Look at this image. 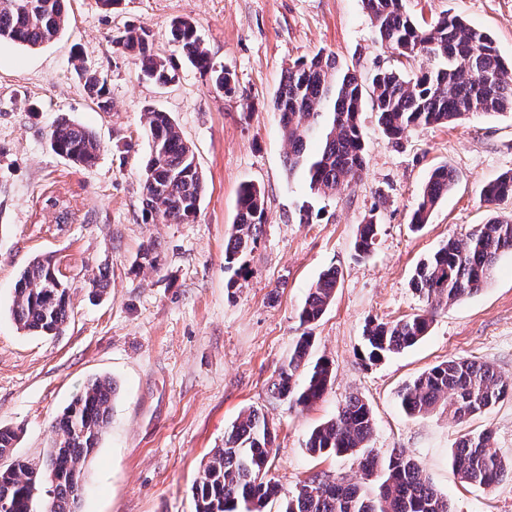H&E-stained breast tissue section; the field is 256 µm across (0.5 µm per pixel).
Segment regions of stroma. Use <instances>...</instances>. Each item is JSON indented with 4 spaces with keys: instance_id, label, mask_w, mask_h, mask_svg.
<instances>
[{
    "instance_id": "35a3bbf8",
    "label": "stroma",
    "mask_w": 512,
    "mask_h": 512,
    "mask_svg": "<svg viewBox=\"0 0 512 512\" xmlns=\"http://www.w3.org/2000/svg\"><path fill=\"white\" fill-rule=\"evenodd\" d=\"M404 6L423 26L459 15L488 30L512 59V0ZM176 18L195 24L212 61L232 74L235 94L215 90L175 51L168 29ZM128 24L152 31L155 52L178 67L175 84L142 79L117 50L112 39ZM322 50L366 83L379 68L424 65L381 44L362 0H120L110 12L99 0H70L54 42L0 43V426L16 432V455L42 458L53 420L74 395L90 378L112 377L110 424L86 463L78 512H195L192 487L204 464L250 409L276 425L268 476L283 492L316 474L376 492L356 457L317 458L305 449L311 430L351 395L373 411L369 447L382 457L395 449L413 455L455 512H512L511 479L491 490L469 486L450 463L462 435L486 428L497 452L512 459V397L460 424L441 407L406 416L398 402L405 384L455 357L489 363L512 381V253L500 256L481 292L438 310L415 346L374 364L361 357L366 323L425 310L411 283L420 260L491 215L512 216V197L491 207L480 199L488 182L512 171V114L420 126L393 142L378 112L364 106V172L333 196H315L302 173L286 171L289 145L273 100L285 69ZM78 58L106 79L111 111L86 97ZM150 107L171 114L204 173L192 222L142 221ZM63 118L96 133L94 166H75L51 150L47 132ZM440 165L453 172L454 185L413 231L412 208ZM246 183L263 189L267 221L237 271L225 268L224 246ZM51 198L68 206L69 223H59ZM371 216L378 234L360 257L358 226ZM149 246L158 257L153 268L140 261ZM37 256L52 257L72 284L70 318L53 336L17 329L11 314L17 276ZM331 267L342 274L336 298L317 323L302 326L307 290ZM99 272L108 286L96 296L84 283ZM305 333L313 357L331 360L334 373L321 400L291 408L271 383Z\"/></svg>"
}]
</instances>
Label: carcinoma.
I'll use <instances>...</instances> for the list:
<instances>
[{
	"label": "carcinoma",
	"mask_w": 512,
	"mask_h": 512,
	"mask_svg": "<svg viewBox=\"0 0 512 512\" xmlns=\"http://www.w3.org/2000/svg\"><path fill=\"white\" fill-rule=\"evenodd\" d=\"M66 0H38L26 9L23 0H0V41L36 47L54 40L63 30ZM375 23L381 42L404 57L421 56L423 69L412 76L393 69L377 70L371 80V100L386 137L397 141L418 126L451 124L475 114L512 112V64L499 53L494 38L463 18L447 14L422 27L406 13L403 0H362ZM170 40L196 69L210 77L224 94L235 93L231 74L215 68L196 35L193 22L176 18ZM129 55L142 76L160 86L171 82L177 67L153 47V34L130 25L113 39ZM87 97L100 111H111L106 81L80 64ZM364 85L350 71L337 67L333 53H318L289 65L274 99L281 132L288 140V172L302 170L312 194L329 196L349 187L364 170V143L359 113ZM144 133L150 156L142 170L146 224H180L195 218L205 192V178L192 145L184 139L171 115L153 107L144 113ZM313 136L322 137L320 149L307 150ZM52 150L70 157L76 166L95 163L101 144L95 133L66 119L48 133ZM454 184L445 167L435 168L413 209L411 224L428 223L440 200ZM512 195V172L486 185L481 200L495 205ZM266 223L264 193L255 184L240 188L236 220L224 247V266L233 267L255 244ZM377 224L369 218L359 225L358 255H369ZM512 251V217H495L479 224L462 240L448 239L415 268L412 284L429 310L396 322H370L363 332L366 359L379 361L417 344L427 335L431 311L479 293L487 284L498 258ZM340 272L330 268L319 275L299 310V321H318L332 304ZM67 284L49 256L34 258L19 274L12 302L17 328L43 336L54 335L69 319L70 292L54 288ZM333 372L326 358H312L311 337L300 336L272 382L275 398L291 408L309 407L328 389ZM116 387L112 378L89 380L52 423V446L42 465L15 456V431L0 428V512H76L82 495L85 466L110 423ZM512 395L493 366L471 358H453L429 368L400 391L405 413L412 417L448 404V418L462 422L483 414ZM374 418L368 403L348 397L335 417L312 430L306 451L312 456L356 455L367 477L379 484L369 497L357 485L311 476L295 491L281 497L278 484L268 478L275 457L276 429L264 413L248 410L224 434V447L213 450L196 480V512H265L282 501L280 512H454L424 473L419 462L403 450L380 458L368 448ZM451 465L468 484L490 489L512 477V460L493 449L489 429L468 433L455 443Z\"/></svg>",
	"instance_id": "1"
}]
</instances>
